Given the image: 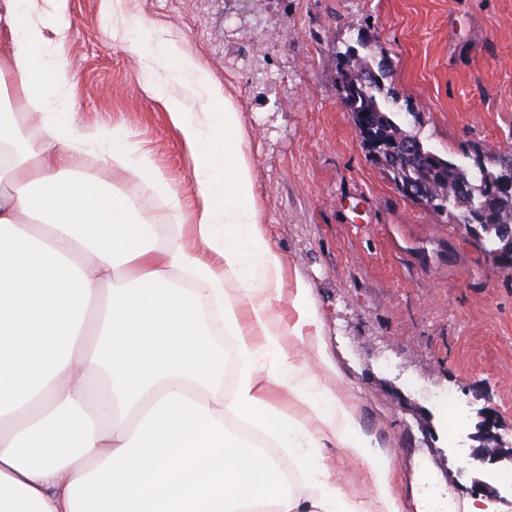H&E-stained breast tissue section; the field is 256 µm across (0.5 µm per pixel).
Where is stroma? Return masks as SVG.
<instances>
[{
  "instance_id": "1",
  "label": "stroma",
  "mask_w": 512,
  "mask_h": 512,
  "mask_svg": "<svg viewBox=\"0 0 512 512\" xmlns=\"http://www.w3.org/2000/svg\"><path fill=\"white\" fill-rule=\"evenodd\" d=\"M64 12L59 64L74 81L75 125L130 131L181 202L174 223L162 196L116 182L148 221L147 242L188 239L199 201L170 109L143 89L153 45L136 54L125 42L135 25L193 58L239 112L259 217L283 260L280 309L294 318L304 283L320 333L303 350L388 462L399 512H435L437 488L466 512L479 410L494 408L512 440V271L403 196L367 154L335 53L365 40L389 70L390 109L434 152L506 161L512 0H66ZM313 461L370 504L368 471L335 440Z\"/></svg>"
}]
</instances>
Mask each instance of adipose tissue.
Wrapping results in <instances>:
<instances>
[{"label":"adipose tissue","instance_id":"obj_1","mask_svg":"<svg viewBox=\"0 0 512 512\" xmlns=\"http://www.w3.org/2000/svg\"><path fill=\"white\" fill-rule=\"evenodd\" d=\"M54 7L0 0L9 30L0 95L10 96L0 105V512H363L327 465L310 464L324 438L369 471L374 512H398L370 438L283 344L316 321L301 284L296 321L280 315L283 261L258 215L238 112L193 59L157 42L146 92L167 103L180 86L206 120L172 114L199 200L193 239L146 245L145 221L113 179H139L177 220L180 201L129 132L60 121L74 96L44 36ZM25 123L39 139L23 137ZM65 153L95 157L105 177H64ZM175 269L204 289L171 287ZM211 314L237 339L231 392ZM284 392L315 426L274 411L272 397ZM258 417L291 459L235 426Z\"/></svg>","mask_w":512,"mask_h":512}]
</instances>
